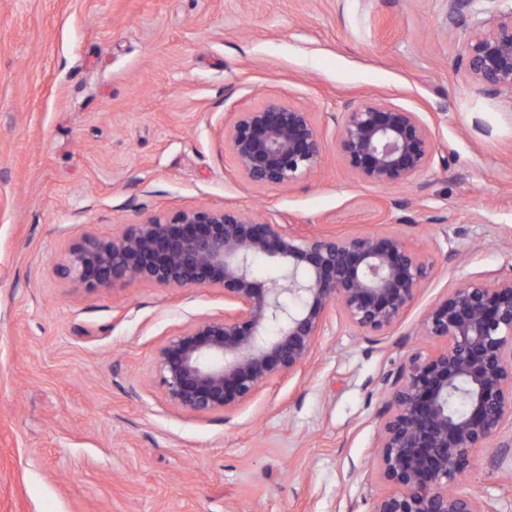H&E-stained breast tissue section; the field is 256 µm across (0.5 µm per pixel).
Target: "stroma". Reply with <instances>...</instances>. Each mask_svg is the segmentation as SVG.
<instances>
[{"label": "stroma", "mask_w": 512, "mask_h": 512, "mask_svg": "<svg viewBox=\"0 0 512 512\" xmlns=\"http://www.w3.org/2000/svg\"><path fill=\"white\" fill-rule=\"evenodd\" d=\"M512 0H0V512H372L384 378L431 344L428 307L512 273V99L477 91L474 25ZM278 97L312 112L321 172L243 180L234 113ZM381 99L426 122L447 166L354 179L336 115ZM235 206L342 235L397 231L437 270L391 329L332 311L310 364L230 413L161 388V345L224 314L218 288H72L59 264L144 213ZM458 489L512 512V426Z\"/></svg>", "instance_id": "stroma-1"}]
</instances>
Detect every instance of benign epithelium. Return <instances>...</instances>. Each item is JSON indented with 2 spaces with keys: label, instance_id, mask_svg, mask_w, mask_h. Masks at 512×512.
<instances>
[{
  "label": "benign epithelium",
  "instance_id": "obj_1",
  "mask_svg": "<svg viewBox=\"0 0 512 512\" xmlns=\"http://www.w3.org/2000/svg\"><path fill=\"white\" fill-rule=\"evenodd\" d=\"M466 69L480 92L512 99V9L472 32ZM336 124L348 170L371 186L405 183L438 154L417 113L380 100L348 105ZM222 136L238 173L257 188L289 186L321 165L324 140L312 113L278 97L235 113ZM257 254L276 261L281 275L257 279ZM434 268L398 232L304 237L230 206L150 215L118 236H88L62 264L71 285L89 291L136 279L224 290V317L197 319L157 352L160 386L193 414L230 412L270 381L302 371L336 307L364 333L392 327ZM270 323L279 325L274 337L265 334ZM422 329L437 347L385 377L375 461L391 491L372 512H494L454 486L512 422V276L448 289ZM455 394L467 400L460 414L448 411Z\"/></svg>",
  "mask_w": 512,
  "mask_h": 512
}]
</instances>
